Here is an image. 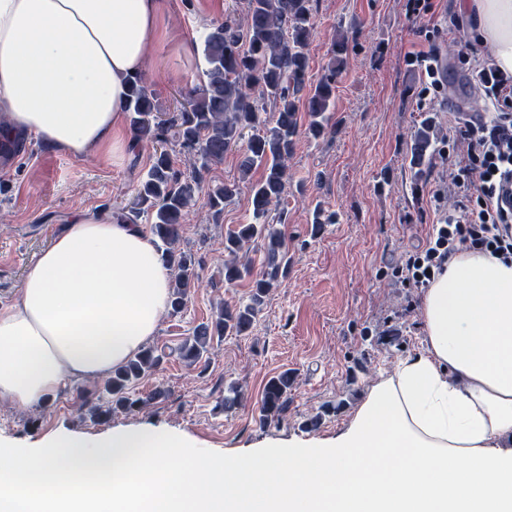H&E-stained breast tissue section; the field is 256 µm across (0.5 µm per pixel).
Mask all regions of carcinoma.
<instances>
[{
    "label": "carcinoma",
    "instance_id": "carcinoma-1",
    "mask_svg": "<svg viewBox=\"0 0 512 512\" xmlns=\"http://www.w3.org/2000/svg\"><path fill=\"white\" fill-rule=\"evenodd\" d=\"M313 0H246L244 15L227 16L212 24L205 33L203 54L207 64L201 86L188 94L186 105L166 120L154 114L153 92L138 77L128 81L126 110L134 141L164 145L169 131L193 157L192 173L184 175L174 167L168 151L152 155L146 179L137 192L134 206L115 212L122 223H132L146 215L151 232L169 266L174 270L171 309L181 312L198 280L192 254L181 250L183 224L188 209L198 203L216 218L224 213V203L239 193L238 183L206 182L210 166L224 161V153L245 143L240 161L242 176L256 168L262 177L249 183L254 222L242 224L224 237V281L232 284L252 277L251 263L241 259L243 245L262 240L266 254L264 270L253 277L246 302L231 308L220 307L217 317L195 328L194 336L184 340L174 352L192 365L202 362L213 336H242L252 327L264 304V297L284 273L285 242L281 231L265 222L271 207L286 190L288 157L298 132L297 103L303 102L309 117L308 133L318 138L332 111L336 91V68L315 85L306 83L307 48L313 30ZM275 106L273 120L258 133L259 112L264 102ZM434 144L432 124H423L412 146L415 166ZM152 348L134 355L95 392H80L78 399L93 416L108 413L112 407L140 408L145 400L136 395L135 386L159 365ZM294 377L283 372L271 378L261 406L266 419L288 410V393Z\"/></svg>",
    "mask_w": 512,
    "mask_h": 512
}]
</instances>
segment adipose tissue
<instances>
[{"label": "adipose tissue", "mask_w": 512, "mask_h": 512, "mask_svg": "<svg viewBox=\"0 0 512 512\" xmlns=\"http://www.w3.org/2000/svg\"><path fill=\"white\" fill-rule=\"evenodd\" d=\"M166 8L0 0V140L122 153L125 85L149 69ZM460 10L512 75V0ZM170 284L143 225L76 210L0 303V404L110 376L155 336ZM419 314L424 351L372 383L336 435L221 455L151 428L0 441V512H512V264L460 250Z\"/></svg>", "instance_id": "1"}]
</instances>
